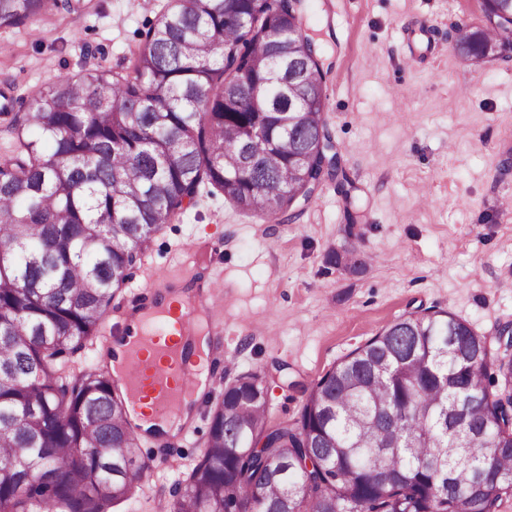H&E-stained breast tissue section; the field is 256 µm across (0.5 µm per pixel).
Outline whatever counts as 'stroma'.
<instances>
[{"label": "stroma", "mask_w": 512, "mask_h": 512, "mask_svg": "<svg viewBox=\"0 0 512 512\" xmlns=\"http://www.w3.org/2000/svg\"><path fill=\"white\" fill-rule=\"evenodd\" d=\"M330 71L325 117L364 213L347 221L333 183L299 202V218L270 224L202 184L196 199L144 245L99 334L74 368L107 370L103 337L151 273L182 274L194 242L217 245L224 280L227 363L193 408L187 433L158 450L137 493L116 512H168L170 493L206 450V404L225 381L259 373L270 383L269 422L293 420L311 387L337 362L401 317L438 310L467 320L496 358L512 324V52L473 66L454 48L460 23H478L483 0H313ZM64 10L0 30V91L20 102L58 75L99 64L122 72L142 32L169 0H73ZM435 27L433 51L419 30ZM356 249L353 269L326 264ZM168 463H157L158 453Z\"/></svg>", "instance_id": "1"}]
</instances>
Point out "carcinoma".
Masks as SVG:
<instances>
[{
  "label": "carcinoma",
  "instance_id": "1",
  "mask_svg": "<svg viewBox=\"0 0 512 512\" xmlns=\"http://www.w3.org/2000/svg\"><path fill=\"white\" fill-rule=\"evenodd\" d=\"M69 0H0V29ZM304 0H171L128 72L59 76L11 118L0 158V512H114L148 469L112 376L70 370L143 244L203 182L275 223L351 179L325 118L324 51ZM506 23L512 0H485ZM299 45L288 54V28ZM475 59L512 30L458 27ZM301 108L296 126L289 105ZM446 311L403 317L271 426L269 386L224 384L207 450L169 512H496L512 495V362ZM303 487L299 494L296 486Z\"/></svg>",
  "mask_w": 512,
  "mask_h": 512
}]
</instances>
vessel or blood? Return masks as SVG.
Masks as SVG:
<instances>
[{
	"label": "vessel or blood",
	"mask_w": 512,
	"mask_h": 512,
	"mask_svg": "<svg viewBox=\"0 0 512 512\" xmlns=\"http://www.w3.org/2000/svg\"><path fill=\"white\" fill-rule=\"evenodd\" d=\"M223 288L221 278L209 276L184 296L180 283L161 277L125 308L119 338L130 345L123 376L128 400L149 401L157 413L178 418L183 400L199 386L196 370L186 363V343L200 313L208 332L223 334Z\"/></svg>",
	"instance_id": "1"
}]
</instances>
